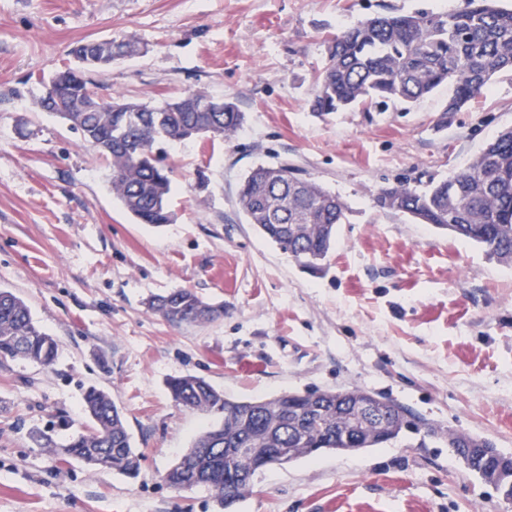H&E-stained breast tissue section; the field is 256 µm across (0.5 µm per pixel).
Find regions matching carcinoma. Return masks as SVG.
I'll return each instance as SVG.
<instances>
[{
    "instance_id": "1",
    "label": "carcinoma",
    "mask_w": 512,
    "mask_h": 512,
    "mask_svg": "<svg viewBox=\"0 0 512 512\" xmlns=\"http://www.w3.org/2000/svg\"><path fill=\"white\" fill-rule=\"evenodd\" d=\"M136 53L135 45L111 39L94 60L65 66L50 77L36 109L54 114L79 131L85 143L109 161L112 194L141 224L173 220L168 207L172 169L164 146L203 136L232 139L243 128L244 113L230 100L185 92L159 106L112 97L99 105L93 75ZM512 75V7L500 0H463L445 13L381 14L347 27L328 42L310 107L318 115L370 103L410 104L441 86L450 90L439 125L499 76ZM237 203L247 223L305 266L324 262L336 243L346 204L302 170L279 159L260 163L239 184ZM376 205L412 216L481 246L489 258L512 266V129L505 130L468 166L420 190L407 183L381 190ZM148 309L172 325L206 324L224 316V304L205 300L189 288L152 297ZM59 341L33 321L25 301L0 288V360L51 368ZM173 401L219 422L205 428L165 473L180 491L207 487L217 505L230 512L253 492L261 468L238 477V463L226 458L234 448H286L287 461L307 458L312 449L358 452L386 445L405 431L442 436L451 449L481 452L494 444L483 437L415 422L387 396L366 388L283 391L269 398L231 400L204 378L185 375L168 381ZM90 428L61 444L49 431L30 439L66 462L109 468L136 477L142 452L134 448L123 412L97 386L83 392ZM493 471L512 476V456L497 453Z\"/></svg>"
}]
</instances>
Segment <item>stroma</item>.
<instances>
[{
  "label": "stroma",
  "mask_w": 512,
  "mask_h": 512,
  "mask_svg": "<svg viewBox=\"0 0 512 512\" xmlns=\"http://www.w3.org/2000/svg\"><path fill=\"white\" fill-rule=\"evenodd\" d=\"M460 0H0V287L59 339L54 369L0 364V512H216L205 487L165 472L206 418L167 382L193 374L237 399L362 387L441 429L512 455V267L375 195L426 188L512 127V77L493 80L447 127V88L401 107L329 116L308 101L327 40L384 13ZM140 55L96 74L103 96L160 103L186 91L244 112L231 140L169 145L172 223L138 224L112 195L110 164L36 110L71 49L104 38ZM280 155L348 205L336 246L303 266L247 224L236 191ZM190 288L221 319L176 327L146 303ZM108 390L144 455L130 479L34 447L30 428L83 431L81 395ZM233 512H512L439 439L321 452L259 472Z\"/></svg>",
  "instance_id": "obj_1"
}]
</instances>
